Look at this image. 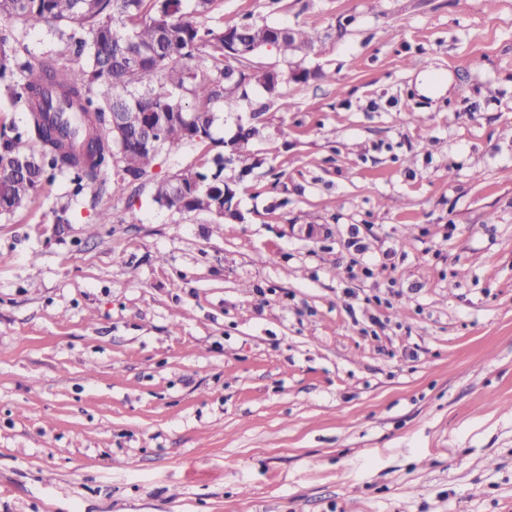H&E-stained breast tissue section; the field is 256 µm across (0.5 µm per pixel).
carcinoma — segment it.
<instances>
[{
  "label": "carcinoma",
  "mask_w": 512,
  "mask_h": 512,
  "mask_svg": "<svg viewBox=\"0 0 512 512\" xmlns=\"http://www.w3.org/2000/svg\"><path fill=\"white\" fill-rule=\"evenodd\" d=\"M0 0V94L26 116L23 132L0 135V214L23 207L43 180L56 172L73 175L75 194L105 190L103 168L113 163L123 182L147 177L160 153L212 138L220 104L233 112L263 114L256 90L281 96L288 75L258 61L271 46L287 61L313 48L317 37L302 28L258 22L210 24L214 0ZM51 24L87 66L64 67L48 56L38 64L24 59L20 32ZM140 112L144 126L112 142V113ZM153 134L143 147L139 137ZM259 128L250 123L229 140L232 161L219 154L199 169L182 170L154 184L153 199L177 212H203L224 218V194L236 190L242 173L262 164L252 150Z\"/></svg>",
  "instance_id": "obj_1"
}]
</instances>
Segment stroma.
Here are the masks:
<instances>
[{
    "instance_id": "35a3bbf8",
    "label": "stroma",
    "mask_w": 512,
    "mask_h": 512,
    "mask_svg": "<svg viewBox=\"0 0 512 512\" xmlns=\"http://www.w3.org/2000/svg\"><path fill=\"white\" fill-rule=\"evenodd\" d=\"M248 15L318 37L263 64L333 79L258 94L241 219L151 191L224 112L120 192L58 173L0 216V512H512V0L211 17Z\"/></svg>"
}]
</instances>
